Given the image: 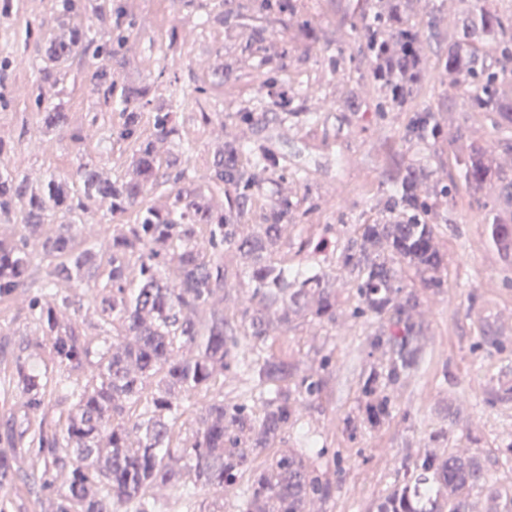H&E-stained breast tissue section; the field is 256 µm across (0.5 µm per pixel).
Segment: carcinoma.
<instances>
[{
  "label": "carcinoma",
  "instance_id": "1",
  "mask_svg": "<svg viewBox=\"0 0 512 512\" xmlns=\"http://www.w3.org/2000/svg\"><path fill=\"white\" fill-rule=\"evenodd\" d=\"M60 24L73 26L60 33L47 32L42 41L45 57L61 63L69 56L92 52L93 87L104 101L118 95L120 123L103 124L102 140L117 143L125 156L120 173L105 177L90 159H83L70 177L50 176L33 185L9 171H0V221L20 222L31 228L63 211L77 220L87 204L111 201V214L132 212L131 224H117L103 244L81 246L71 235L72 225L39 244L41 258L27 248L25 238L0 237V299L11 297L34 278L40 295L29 302L32 321L51 344V362L59 368L36 367L19 357L13 360L10 380L24 398L20 424L8 436L10 446L0 449V485L19 470L22 453L44 461L33 479L44 493L41 512H154L153 495L159 488L183 491L190 500L202 488L222 494L232 488L247 464L234 429L259 425L278 433L288 427V393L280 381L288 372L273 361L257 356L254 375L259 393L248 388L238 394L242 404L265 398L266 409L256 420L241 407L224 403V392L211 388L224 376L235 358L240 340L224 332V250L260 255L277 243L278 226L293 213L288 198H273L259 215L261 233L251 239L238 236L237 228L251 221L252 197L261 183L278 169L274 155L259 145L226 147L215 156L209 190L234 188L224 212L214 213L192 187L194 176L177 159H162L143 136L145 110L153 112V134L162 140L179 137L173 99L192 98L199 108L222 102L218 94L202 99L201 87L175 88L165 100L151 95L148 86H116L112 63L120 58L130 26L112 20V0H56ZM95 18L109 27L107 38L95 42ZM358 51L366 56L373 91L393 109H409L413 116L405 130L410 140H423L438 132L433 113L417 111V103L434 91V82L417 50L419 33L404 23L402 7L382 4L359 23ZM445 68L472 112H494L512 128V99L500 95V86L512 81V14L503 16L487 8V0H463L459 28L448 31ZM44 131L60 129L67 116L60 105H43ZM466 181L478 185L497 175L490 154L481 146L466 145L457 156ZM174 173L186 187L170 194L159 179L160 169ZM425 169L411 168L396 180L395 192L377 198L374 209L396 210L400 224H364L341 253L342 266L356 280L361 312L380 316L394 311L404 338L396 349L393 378L404 373L413 359L409 341L415 325L406 310L413 297L395 302L400 292L398 269L383 256L391 249L422 272L434 271L438 256L432 249L433 225L425 222L430 209L415 193ZM165 199L158 208L145 195ZM210 227V251L195 242L196 225ZM138 257L142 279L134 290L126 288L128 259ZM255 288L244 308V335L254 344L264 336L271 316L288 323L289 310L297 308L305 288H320L324 277L302 278L300 287H288V262L265 263L251 269ZM93 284L100 300L98 344L86 341L83 322H64L61 309L70 306L68 287ZM119 332L110 335L114 328ZM155 384L144 395L147 382ZM205 397L195 428L183 442L172 444V433L182 416L184 399ZM388 414L387 403L373 400L367 416L379 424ZM414 477L388 495L377 512H467L465 497L487 480L472 461L457 454L439 460L424 455L413 464ZM455 497L441 499V487ZM318 479L309 475L303 458L283 455L259 473L242 491L241 512H306L311 497L323 493Z\"/></svg>",
  "mask_w": 512,
  "mask_h": 512
}]
</instances>
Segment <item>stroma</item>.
I'll list each match as a JSON object with an SVG mask.
<instances>
[{
    "instance_id": "1",
    "label": "stroma",
    "mask_w": 512,
    "mask_h": 512,
    "mask_svg": "<svg viewBox=\"0 0 512 512\" xmlns=\"http://www.w3.org/2000/svg\"><path fill=\"white\" fill-rule=\"evenodd\" d=\"M133 22L123 53L136 61L133 69L113 68L117 86L150 85L166 96L170 83L210 87L224 81L234 65L232 83H225L224 105L200 116L195 105L178 109L179 139L160 141L156 151L166 158L184 153L205 186L218 148L232 142L260 144L287 168L270 176L252 209L261 211L269 196L286 195L299 205L279 227V241L266 259H287L289 267L309 274H327L336 297L332 318L311 312L296 317L288 328L271 330L262 353L288 369L289 403L296 422L265 447L252 445L253 433L240 431L249 465L234 489L216 496L199 492L210 512H240V489L283 454L302 455L308 470L328 490L310 500V512H376L378 503L403 483L414 461L427 453L440 458L464 454L473 459L498 494L473 489L468 512H501L502 490H512V252L504 253L482 214L503 213L506 177H512V136L492 142L497 117L473 119L451 90L452 79L441 63L448 53L449 29L460 19L459 0H411L407 25L420 33L421 49L436 85L426 106L435 113L437 138L410 143L404 139L405 112L378 111L379 101L368 87L365 59L357 50L359 19L376 0H292L281 11L261 8L260 0H225L238 33L218 25H202L207 0H119ZM55 0H10L0 10V60L12 40L27 39L23 59L14 61L0 78V169L28 182L70 172L80 157L92 158L107 175L119 168L117 152L101 143L97 116L100 99L92 86L90 57L75 55L66 66L81 72L82 81L64 84L49 67L38 37L27 30H54ZM260 27L266 39L246 38ZM178 50L159 73L155 58L169 44ZM299 91L297 106L310 122L293 124L282 113L250 122L239 117L268 78ZM62 104L68 127L55 135L42 133L41 115L33 100ZM79 132L81 147L70 134ZM491 147L497 178L467 185L456 166L459 139ZM427 167L428 181L418 194L433 207L435 248L439 268L429 276L402 268L404 292L418 297L415 313L425 326L415 365L396 384L377 386L389 415L371 426L364 407L365 384L384 376L391 353L371 347L368 336L387 324L359 314L354 279L341 269L339 257L361 224L374 220L376 198L388 193L397 173ZM450 195H440L441 187ZM468 194L483 213L454 206V196ZM442 281L433 287L432 278ZM254 284L242 261L224 263V316L228 329L242 332V311ZM39 285L0 301V354L43 364L50 342L28 317V302ZM317 381L321 393L307 395L303 384Z\"/></svg>"
}]
</instances>
